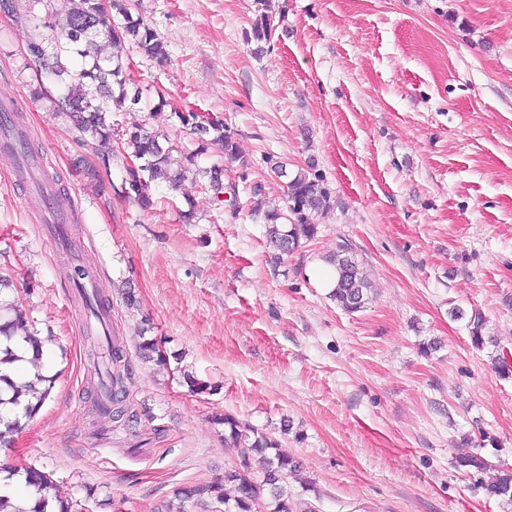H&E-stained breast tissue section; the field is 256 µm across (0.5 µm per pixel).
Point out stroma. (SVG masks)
<instances>
[{
  "instance_id": "stroma-1",
  "label": "stroma",
  "mask_w": 512,
  "mask_h": 512,
  "mask_svg": "<svg viewBox=\"0 0 512 512\" xmlns=\"http://www.w3.org/2000/svg\"><path fill=\"white\" fill-rule=\"evenodd\" d=\"M274 37L245 39L254 0H138L167 43L160 65L127 48L148 100L173 105L112 115L115 128L148 124L198 168L199 151L172 108L220 116L237 134L267 207L287 191L265 156L289 171L315 161L330 195L317 237L281 263L268 252L249 193L218 206L203 177L144 211L117 194L121 159L99 181L80 133L34 100L28 31L0 15V102L23 124L74 213L77 254L25 206L29 187L0 159V272L39 330H51L42 371L55 386L9 445L7 464L52 474L73 512H157L175 491L222 477L233 455L217 416L278 437L311 479L302 507L317 512H503L474 490L455 457L482 447L512 465V0H273ZM194 209V223L177 212ZM349 243L372 288L362 311L329 299L327 258ZM81 261L112 307L140 421L118 429L99 411L82 302L67 279ZM138 311H128L124 288ZM463 318L454 319L452 309ZM496 345L476 349L471 315ZM147 328L169 371L137 353ZM436 341V350L420 346ZM209 382L193 394L182 379ZM292 432L282 435L280 423Z\"/></svg>"
}]
</instances>
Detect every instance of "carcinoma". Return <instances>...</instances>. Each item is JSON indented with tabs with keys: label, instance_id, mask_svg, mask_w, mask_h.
I'll return each mask as SVG.
<instances>
[{
	"label": "carcinoma",
	"instance_id": "cac0c4a2",
	"mask_svg": "<svg viewBox=\"0 0 512 512\" xmlns=\"http://www.w3.org/2000/svg\"><path fill=\"white\" fill-rule=\"evenodd\" d=\"M29 7L20 14L14 0H9L15 21L29 30L26 43L30 68L36 78H44L58 88L52 99L53 111L61 112L80 133L89 147L108 169L117 149L112 144V113L122 112L126 105L141 102L139 91H130L131 74L122 62L124 46L132 44L146 57L163 62L168 59L167 45L156 31L133 17L132 0H28ZM272 0H255V19L246 41L256 44V52L272 39ZM179 124L197 135L202 145H215L222 158L240 162L238 178L247 182L248 162L241 155L236 133L219 117L194 111L174 110ZM20 116L16 109L0 106V134L18 141L20 158L35 160L40 153L28 138L18 135ZM119 144L131 150L134 161L123 164L122 195L144 210L155 206L151 184L165 183L172 188L181 185L188 175H196L195 155L186 154L168 136L152 131L144 123H135L122 130ZM315 164L294 173L287 163L275 161L270 169L278 178L286 179L287 196L282 209H267L262 186L251 187L252 214L263 216L267 242L280 256L297 250L313 240L318 233L316 216L329 207V195ZM208 187L216 198L227 194L237 201L238 184L224 182V164L217 162L202 170ZM335 280L330 297L342 310L354 313L364 308L371 281L365 264L344 243L330 256ZM88 272L78 271L72 277L88 315L99 320L108 317L109 304L97 292L84 289L81 280ZM483 320L470 321L472 344L482 349L494 339L482 335ZM104 341L92 352L93 366L99 367L101 352L110 362L106 378L96 384V396L112 421L130 425L138 414L127 403L126 386L129 369L126 352L109 325L102 327ZM31 352L27 363L36 368L33 378L13 381L4 372V365L18 359L14 348ZM44 340L28 317L14 309L13 318L0 322V444L20 432L49 398L55 379L39 371L44 355ZM140 357L161 370L168 369V357L157 340L140 331L137 346ZM224 425V447L231 450L234 462L224 469V477L210 483L181 488L175 493L177 504L165 505L162 512H186L193 503L211 512L220 505L224 512H298V498L289 478L299 471V463L283 449L272 435L243 423L231 414L216 419ZM456 466L475 474L484 471L488 462L479 454L456 457ZM26 487L34 504L29 509L10 506V499L0 494V512H47L51 474L36 468L25 472ZM477 487L490 499L512 506V468H502L489 481Z\"/></svg>",
	"mask_w": 512,
	"mask_h": 512
}]
</instances>
